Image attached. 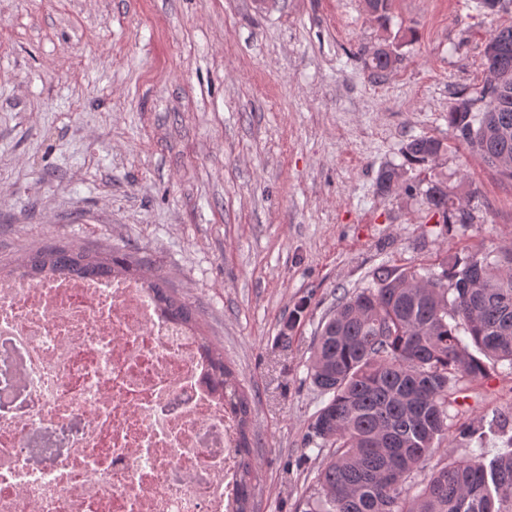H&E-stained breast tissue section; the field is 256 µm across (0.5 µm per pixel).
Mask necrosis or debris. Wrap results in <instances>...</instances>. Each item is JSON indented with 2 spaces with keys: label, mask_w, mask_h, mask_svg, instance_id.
Here are the masks:
<instances>
[{
  "label": "necrosis or debris",
  "mask_w": 512,
  "mask_h": 512,
  "mask_svg": "<svg viewBox=\"0 0 512 512\" xmlns=\"http://www.w3.org/2000/svg\"><path fill=\"white\" fill-rule=\"evenodd\" d=\"M141 280L0 276V512H233L235 426Z\"/></svg>",
  "instance_id": "4bbe7bcc"
}]
</instances>
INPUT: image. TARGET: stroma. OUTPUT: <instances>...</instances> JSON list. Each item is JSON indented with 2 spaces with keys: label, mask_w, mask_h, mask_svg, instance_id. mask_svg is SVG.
Returning <instances> with one entry per match:
<instances>
[{
  "label": "stroma",
  "mask_w": 512,
  "mask_h": 512,
  "mask_svg": "<svg viewBox=\"0 0 512 512\" xmlns=\"http://www.w3.org/2000/svg\"><path fill=\"white\" fill-rule=\"evenodd\" d=\"M512 5L393 0H0V263L55 241L121 249L196 309L252 400L254 512H304L329 455L312 435L316 329L372 269L437 267L512 243V182L459 146L456 94ZM413 28L374 77L365 49ZM444 152L408 164L406 144ZM398 171L412 194L377 189ZM440 180L473 221L420 196ZM450 408L435 463L512 450V372ZM444 149L442 140L423 135L415 137L407 143L405 155L415 164H426L435 161Z\"/></svg>",
  "instance_id": "stroma-1"
}]
</instances>
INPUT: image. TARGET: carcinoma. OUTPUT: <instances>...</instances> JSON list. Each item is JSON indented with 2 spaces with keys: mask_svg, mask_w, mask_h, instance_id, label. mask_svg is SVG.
<instances>
[{
  "mask_svg": "<svg viewBox=\"0 0 512 512\" xmlns=\"http://www.w3.org/2000/svg\"><path fill=\"white\" fill-rule=\"evenodd\" d=\"M365 5L387 27L392 0H365ZM483 58L485 80L457 94L448 108V128L512 181V26L490 33ZM395 62L386 44L370 55L378 78ZM495 71L508 74L511 84L492 83ZM443 151L442 140L426 135L405 147L415 164L433 162ZM378 190L411 193L415 186L399 182L389 169L380 174ZM422 201L445 224L473 221L439 180L428 183ZM22 268L31 279L49 273L141 278L144 270L117 249L101 256L61 244L26 252ZM440 268L421 273L381 264L371 271V286L341 297L318 326L308 371L328 401L312 429L332 452L317 475V500L306 512H512V452L488 462L479 454L445 463L419 491L407 483L437 449L450 446L448 408L457 402L462 383L485 374L484 362L469 345L512 368V244L500 247L491 261L476 251ZM146 286L172 321L197 330L192 305L165 277L150 275ZM459 323L469 340L458 335ZM200 340L213 387L224 395L236 425V512H252V401L213 342Z\"/></svg>",
  "mask_w": 512,
  "mask_h": 512,
  "instance_id": "1",
  "label": "carcinoma"
}]
</instances>
